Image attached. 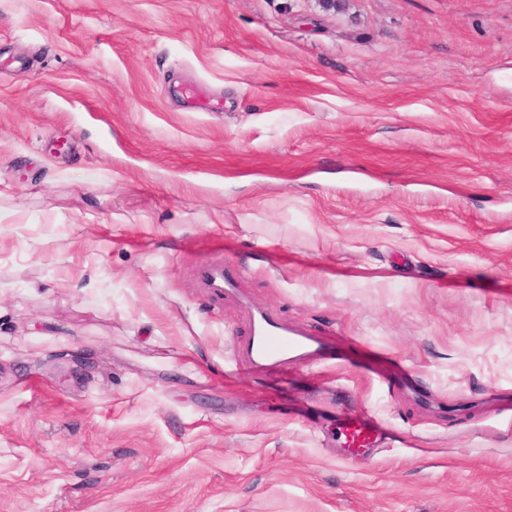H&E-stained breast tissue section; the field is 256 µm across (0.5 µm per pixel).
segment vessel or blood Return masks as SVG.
<instances>
[{
  "mask_svg": "<svg viewBox=\"0 0 512 512\" xmlns=\"http://www.w3.org/2000/svg\"><path fill=\"white\" fill-rule=\"evenodd\" d=\"M197 276L203 287L223 289L232 277L223 262L208 260L199 264ZM320 350L318 340L291 331L271 314L256 312L251 317L248 340L249 362L253 367L287 372L310 362ZM341 448L346 452L366 453L379 447L381 434L377 424L367 417H350L339 424Z\"/></svg>",
  "mask_w": 512,
  "mask_h": 512,
  "instance_id": "b4317fda",
  "label": "vessel or blood"
}]
</instances>
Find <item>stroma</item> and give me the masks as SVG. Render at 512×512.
<instances>
[{
  "instance_id": "1",
  "label": "stroma",
  "mask_w": 512,
  "mask_h": 512,
  "mask_svg": "<svg viewBox=\"0 0 512 512\" xmlns=\"http://www.w3.org/2000/svg\"><path fill=\"white\" fill-rule=\"evenodd\" d=\"M506 406L512 0H0V512H512ZM197 276L203 288L224 290V286H230L231 274L224 267V262L208 260L199 264ZM319 350L318 340L289 330L271 314L258 311L252 315L248 356L253 367L288 372L310 362ZM343 452L366 453L380 446L381 434L377 424L368 417H349L339 423Z\"/></svg>"
}]
</instances>
